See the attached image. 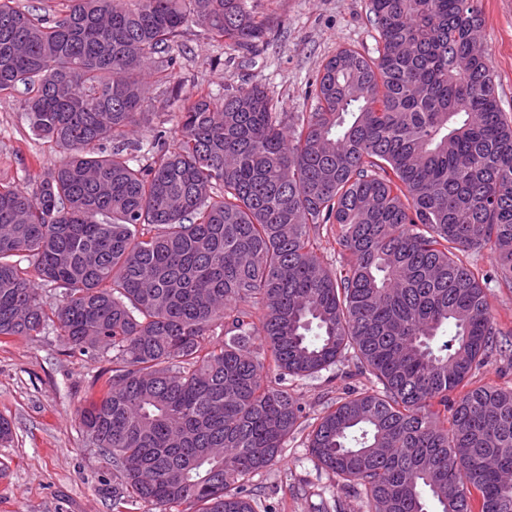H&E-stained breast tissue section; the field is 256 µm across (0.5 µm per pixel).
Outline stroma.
<instances>
[{"label":"stroma","mask_w":512,"mask_h":512,"mask_svg":"<svg viewBox=\"0 0 512 512\" xmlns=\"http://www.w3.org/2000/svg\"><path fill=\"white\" fill-rule=\"evenodd\" d=\"M270 21L269 40L252 52L208 40L185 28L179 78L182 96L196 88L222 97L225 90L262 84L285 112H310V85L323 63L343 47L374 54L377 33L369 0H254ZM482 45L497 75L504 111L512 113V0H480ZM149 109L133 138L150 141L174 132L178 104L163 86H151ZM62 153L35 137L18 97L0 96V176L24 178L58 166ZM489 310L503 335L475 384L512 386V288L490 284ZM112 374L109 357L70 351L53 328L33 337L0 338V417L12 422L13 439L0 444V512H112V465L89 446L77 406L98 398ZM352 361L314 378L289 380L288 389L314 421L345 389L369 388ZM305 433L291 437L280 459L255 475L246 490L272 512H367L364 487L338 482L317 467Z\"/></svg>","instance_id":"obj_1"}]
</instances>
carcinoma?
Returning a JSON list of instances; mask_svg holds the SVG:
<instances>
[{"mask_svg": "<svg viewBox=\"0 0 512 512\" xmlns=\"http://www.w3.org/2000/svg\"><path fill=\"white\" fill-rule=\"evenodd\" d=\"M252 2L0 0V95L67 154L28 189L0 179V337L50 321L112 354L77 410L112 512H257L245 484L305 419L288 380L348 358L371 387L316 418L322 469L368 512H512V388L470 382L501 335L489 280L512 288V115L479 0H370L376 55L339 49L288 122L258 84L199 88L171 139L129 140L146 69L179 99L182 27L250 50L270 32ZM485 249L493 278L467 261Z\"/></svg>", "mask_w": 512, "mask_h": 512, "instance_id": "1", "label": "carcinoma"}]
</instances>
